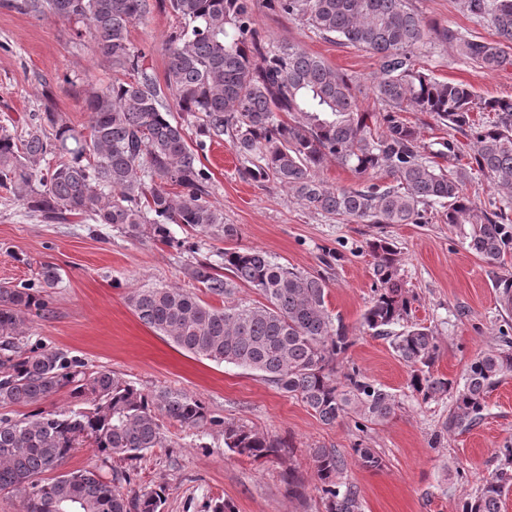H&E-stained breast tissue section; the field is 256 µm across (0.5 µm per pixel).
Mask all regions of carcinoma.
Instances as JSON below:
<instances>
[{"mask_svg":"<svg viewBox=\"0 0 512 512\" xmlns=\"http://www.w3.org/2000/svg\"><path fill=\"white\" fill-rule=\"evenodd\" d=\"M467 12L493 28L496 42L427 25L408 0H270L279 12L313 33L337 38L376 55L371 92L382 112H363L360 88L299 44L272 48L255 27L252 0H168L179 26L166 40L164 78L134 48L129 27L150 13L149 0H11L9 7L38 20L74 22L75 40L125 78L80 96L89 124L79 128L58 111L53 87L40 83L41 112L24 121L23 134L0 127V186L47 224H102L135 241L149 239L196 254L199 245L174 237L172 225L212 238H233L224 211L210 201L213 181L201 161L214 142L229 138L244 172L257 182L291 190L307 208L366 224H417L437 204L448 224L479 259L502 265L512 253V219L504 208L478 216L463 186L474 170L512 201V97L485 99L461 82L441 81L416 68L417 52L432 38L455 45L482 69L512 66L503 45L512 42V0H464ZM178 107L183 121L172 115ZM429 112L468 139L469 168L445 169L431 157L456 161L458 140L425 153L420 131L403 117ZM493 112L491 121L473 119ZM297 113L301 122L281 119ZM328 158L359 177L383 171L386 183L357 188L326 186L318 171ZM372 256L374 297L361 326L383 336L411 368L410 388L424 402L451 396L444 432L482 420L489 394L512 376V327L498 344L466 365L462 381L433 373L440 340L418 323L399 332L414 297L404 288L397 247L385 238L366 242ZM194 258L185 275L222 298L244 285L264 302L216 308L179 286L139 288L128 304L139 320L179 349L218 364L259 374L301 400L325 424L354 419L364 433L391 419L396 396L356 366H337L356 336L326 306V280L289 268L252 249ZM60 268L43 263L36 276L0 284V404L29 406L17 418L0 413V493L24 494L26 512H163L164 492H138L129 472L104 465L134 460L166 447L165 417L189 430L219 428L224 445L240 456L279 459L291 444L272 441L212 415L205 402L180 390L146 391L107 370L87 372L84 362L50 345L29 344L33 318L52 312L51 290ZM70 404L43 405L60 391ZM87 447L102 465L44 474ZM352 456L378 470L383 458L361 443ZM310 457L327 512H362L359 491L339 481L346 456L312 448ZM490 478L461 512H502L512 490V443L497 454Z\"/></svg>","mask_w":512,"mask_h":512,"instance_id":"cac0c4a2","label":"carcinoma"}]
</instances>
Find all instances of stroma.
<instances>
[{
    "label": "stroma",
    "mask_w": 512,
    "mask_h": 512,
    "mask_svg": "<svg viewBox=\"0 0 512 512\" xmlns=\"http://www.w3.org/2000/svg\"><path fill=\"white\" fill-rule=\"evenodd\" d=\"M253 2L255 27L268 42L278 47L302 44L359 86L362 111L378 110L370 90L377 57L315 35L299 21L271 11L266 0ZM410 5L429 25L495 38L486 22L469 15L463 0H410ZM175 23L168 8L157 4L129 28L134 46L150 47L147 63L160 76L168 63L164 40ZM69 29L68 22L38 20L0 0V126L38 112L42 78L53 84L58 109L74 125L87 126L81 87L109 85L117 73L91 46L70 43ZM417 65L438 79L467 84L480 97H512V66L480 68L452 45L426 44ZM203 163L213 177L212 201L238 234L230 239L197 235L201 255L256 248L288 267L322 274L330 314L357 334L346 364L387 387L399 407L392 419L365 433L348 419L327 425L299 399L258 375L175 347L138 319L127 298L138 288L196 290L184 274L187 253L133 241L107 228L96 233L84 224L41 223L0 188V283L31 279L47 261L62 273L51 315L33 324L34 339L78 356L87 371L109 370L145 390H184L203 399L214 416L293 445L283 459L255 462L226 448L218 430L199 436L167 420V447L133 461H116V468L130 472L136 490L164 488V512H209L210 504L223 500L235 512H327L309 451L325 447L346 452L361 440L384 461L372 471L351 460L343 471L342 481L360 492L363 512H460L464 499L493 471L497 449L512 440V377L490 394L479 424L443 434L451 398L422 402L409 388V367L388 340L361 330V316L374 295L373 259L365 243L385 237L397 246L401 278L415 297L410 320L439 336L441 352L433 371L451 380L460 379L470 359L494 344L500 325L512 322L496 288L498 280L512 277V255L503 266H488L432 208L418 224L346 223L312 212L291 191L244 174L227 139L212 144ZM329 249L336 250L337 260L326 261ZM290 468L304 481L303 497H295L283 479Z\"/></svg>",
    "instance_id": "35a3bbf8"
}]
</instances>
